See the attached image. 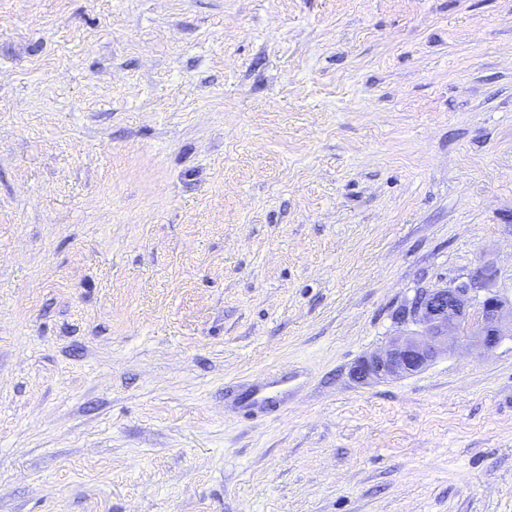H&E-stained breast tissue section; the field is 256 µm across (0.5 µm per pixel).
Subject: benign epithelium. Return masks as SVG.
Wrapping results in <instances>:
<instances>
[{
    "mask_svg": "<svg viewBox=\"0 0 512 512\" xmlns=\"http://www.w3.org/2000/svg\"><path fill=\"white\" fill-rule=\"evenodd\" d=\"M493 267H481L475 283L485 295L473 307V288H431L420 292L402 315L414 326L390 338L384 349L362 360L354 369L361 381L401 377L419 372L448 352V338L462 337L484 350L495 348L512 335V304L492 291Z\"/></svg>",
    "mask_w": 512,
    "mask_h": 512,
    "instance_id": "obj_1",
    "label": "benign epithelium"
}]
</instances>
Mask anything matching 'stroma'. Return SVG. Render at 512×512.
Listing matches in <instances>:
<instances>
[{"label":"stroma","mask_w":512,"mask_h":512,"mask_svg":"<svg viewBox=\"0 0 512 512\" xmlns=\"http://www.w3.org/2000/svg\"><path fill=\"white\" fill-rule=\"evenodd\" d=\"M485 264L512 0H0V512H512V337L352 375Z\"/></svg>","instance_id":"1"}]
</instances>
